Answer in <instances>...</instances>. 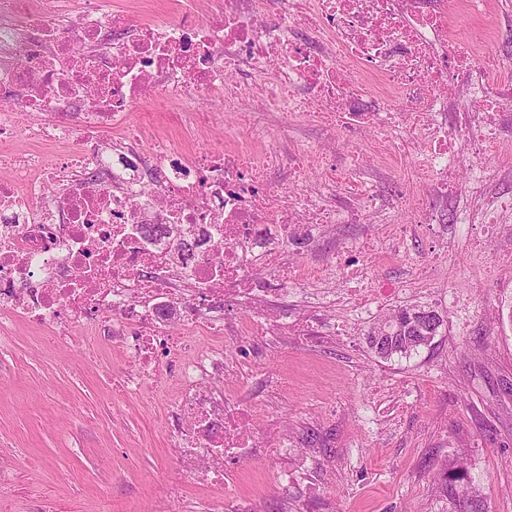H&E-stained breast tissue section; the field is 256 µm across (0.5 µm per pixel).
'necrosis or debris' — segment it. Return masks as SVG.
Returning a JSON list of instances; mask_svg holds the SVG:
<instances>
[{"mask_svg": "<svg viewBox=\"0 0 512 512\" xmlns=\"http://www.w3.org/2000/svg\"><path fill=\"white\" fill-rule=\"evenodd\" d=\"M198 2L183 0L179 20L159 23L117 16L111 0H0V90L13 94L0 103V168L10 173L0 179V357L23 320L59 338L84 326L94 340L118 339L136 368L132 392L175 364L185 393L171 434L206 472L252 450L255 432L249 408L202 407L196 389L222 360L195 350L192 331L230 328V311L259 302L267 329L286 327L279 298L326 269L284 255L326 227L369 216L385 225L383 243L400 248L394 217L360 175V154L339 167L302 144L283 153L290 123L368 129L412 156L420 192L401 201L409 235L433 231L430 199L462 194L458 223L491 224L512 239V197L489 191L498 172L486 162L512 110V84L494 76L512 71V60L479 55L485 28L450 40L463 18L486 15L489 0H209L206 13ZM358 68L377 86L368 111ZM457 90L479 95V110L450 112ZM210 95L250 114L225 128L224 150L129 130L142 100L179 103L173 119L188 127L203 120L197 102ZM20 112L45 117L30 139L69 144L70 153L50 165L36 152L11 155ZM106 125L119 133L103 147ZM465 149L472 162L461 183ZM313 167L320 180L310 185ZM272 168L285 171L288 193L274 194ZM338 187L341 205L324 204ZM372 248L358 241V260L344 266L345 299L359 313L380 295L361 262ZM269 271L277 287H264Z\"/></svg>", "mask_w": 512, "mask_h": 512, "instance_id": "obj_1", "label": "necrosis or debris"}]
</instances>
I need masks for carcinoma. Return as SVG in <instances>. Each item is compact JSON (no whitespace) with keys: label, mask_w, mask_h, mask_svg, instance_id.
Returning a JSON list of instances; mask_svg holds the SVG:
<instances>
[{"label":"carcinoma","mask_w":512,"mask_h":512,"mask_svg":"<svg viewBox=\"0 0 512 512\" xmlns=\"http://www.w3.org/2000/svg\"><path fill=\"white\" fill-rule=\"evenodd\" d=\"M442 325L436 310L421 306L399 309L369 332V348L383 359L406 357L430 346L429 337L438 335Z\"/></svg>","instance_id":"obj_1"}]
</instances>
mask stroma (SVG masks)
<instances>
[{"label":"stroma","instance_id":"obj_1","mask_svg":"<svg viewBox=\"0 0 512 512\" xmlns=\"http://www.w3.org/2000/svg\"><path fill=\"white\" fill-rule=\"evenodd\" d=\"M198 105L222 112L221 124L181 129L143 104L131 118L223 149L236 114L218 96ZM444 229L448 251L437 263L424 239L377 250L370 274L393 290L363 316L321 298L342 291L332 259L375 234L370 222L312 241L328 275L288 295V319L306 335L263 331L261 315L247 310L235 314L236 335L198 333L203 349L224 353L203 403L254 415L257 446L232 464L229 486L204 481L171 443L174 374L128 394L121 385L134 366L116 342H101L94 360L82 338L56 344L17 327L0 362V465L9 471L0 512H212L224 501L233 512H456L464 488L483 512H512V267L485 278L468 250L478 226ZM408 280L414 288L401 292ZM412 305L441 313L439 335L410 356L377 357L369 331ZM287 468L303 479L282 484Z\"/></svg>","mask_w":512,"mask_h":512}]
</instances>
